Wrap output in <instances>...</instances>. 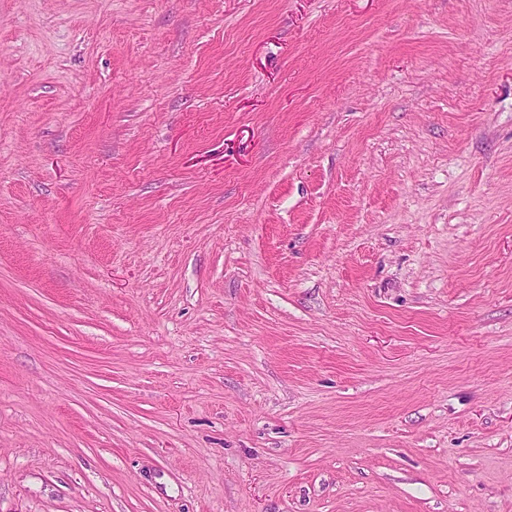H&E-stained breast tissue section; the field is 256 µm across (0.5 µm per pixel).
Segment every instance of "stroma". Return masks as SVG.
Segmentation results:
<instances>
[{"mask_svg": "<svg viewBox=\"0 0 512 512\" xmlns=\"http://www.w3.org/2000/svg\"><path fill=\"white\" fill-rule=\"evenodd\" d=\"M0 512H512V0H0Z\"/></svg>", "mask_w": 512, "mask_h": 512, "instance_id": "35a3bbf8", "label": "stroma"}]
</instances>
